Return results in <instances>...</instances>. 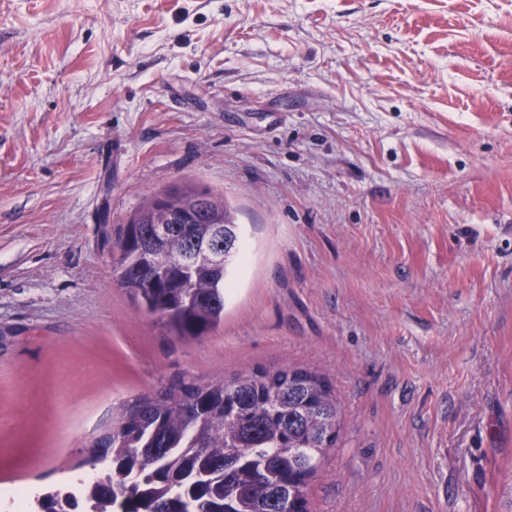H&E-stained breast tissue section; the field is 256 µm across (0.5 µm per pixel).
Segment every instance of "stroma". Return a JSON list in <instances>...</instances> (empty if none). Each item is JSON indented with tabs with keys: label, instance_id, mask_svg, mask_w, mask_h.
Segmentation results:
<instances>
[{
	"label": "stroma",
	"instance_id": "stroma-1",
	"mask_svg": "<svg viewBox=\"0 0 512 512\" xmlns=\"http://www.w3.org/2000/svg\"><path fill=\"white\" fill-rule=\"evenodd\" d=\"M190 183L224 322L136 307L107 229ZM325 376L312 512H512V0H0V489L79 484L122 403Z\"/></svg>",
	"mask_w": 512,
	"mask_h": 512
}]
</instances>
